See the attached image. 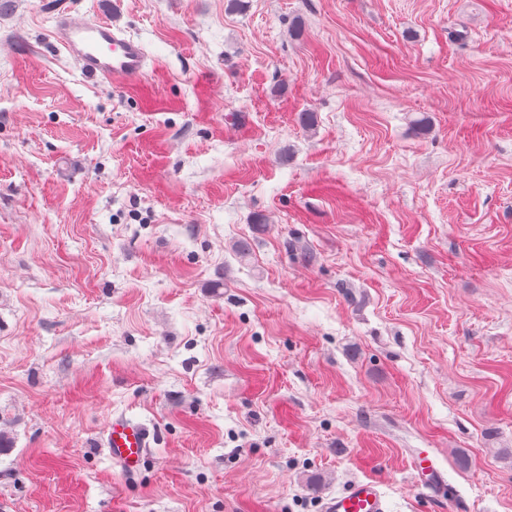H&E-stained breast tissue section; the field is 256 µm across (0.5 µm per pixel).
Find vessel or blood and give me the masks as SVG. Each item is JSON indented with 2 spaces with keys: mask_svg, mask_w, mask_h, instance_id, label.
Returning a JSON list of instances; mask_svg holds the SVG:
<instances>
[{
  "mask_svg": "<svg viewBox=\"0 0 512 512\" xmlns=\"http://www.w3.org/2000/svg\"><path fill=\"white\" fill-rule=\"evenodd\" d=\"M52 37L88 79L126 85L146 73L144 45L109 22L78 19L62 10L55 17ZM106 445L117 463L133 470L147 453L150 434L141 425L118 416L108 429ZM323 512H388V503L376 481L360 480L326 499Z\"/></svg>",
  "mask_w": 512,
  "mask_h": 512,
  "instance_id": "1",
  "label": "vessel or blood"
}]
</instances>
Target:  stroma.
Returning a JSON list of instances; mask_svg holds the SVG:
<instances>
[{
	"label": "stroma",
	"mask_w": 512,
	"mask_h": 512,
	"mask_svg": "<svg viewBox=\"0 0 512 512\" xmlns=\"http://www.w3.org/2000/svg\"><path fill=\"white\" fill-rule=\"evenodd\" d=\"M0 435V512H512V0H6ZM52 38L69 53L88 79L126 85L146 73L145 46L109 22L82 20L68 10H61L55 16ZM105 444L110 448L112 459L133 471L139 467L147 448H150V434L141 425L117 416L112 419ZM324 512H388V503L373 480L354 481L323 504Z\"/></svg>",
	"instance_id": "1"
}]
</instances>
